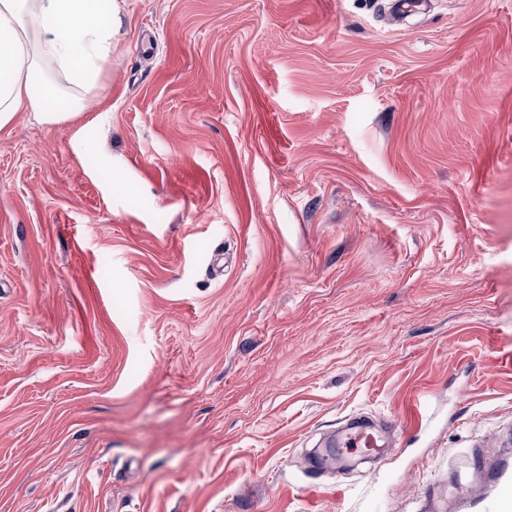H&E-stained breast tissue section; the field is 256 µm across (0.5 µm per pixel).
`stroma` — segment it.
Wrapping results in <instances>:
<instances>
[{
  "label": "stroma",
  "mask_w": 512,
  "mask_h": 512,
  "mask_svg": "<svg viewBox=\"0 0 512 512\" xmlns=\"http://www.w3.org/2000/svg\"><path fill=\"white\" fill-rule=\"evenodd\" d=\"M119 3L87 112L0 132V512H465L512 459V0ZM359 416L394 448L311 472Z\"/></svg>",
  "instance_id": "1"
}]
</instances>
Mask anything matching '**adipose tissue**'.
I'll use <instances>...</instances> for the list:
<instances>
[{
    "label": "adipose tissue",
    "mask_w": 512,
    "mask_h": 512,
    "mask_svg": "<svg viewBox=\"0 0 512 512\" xmlns=\"http://www.w3.org/2000/svg\"><path fill=\"white\" fill-rule=\"evenodd\" d=\"M120 34L102 0H0V130L23 111L44 125L84 112Z\"/></svg>",
    "instance_id": "adipose-tissue-1"
}]
</instances>
